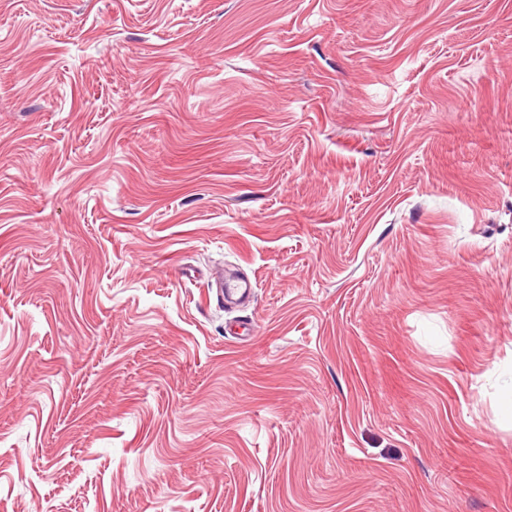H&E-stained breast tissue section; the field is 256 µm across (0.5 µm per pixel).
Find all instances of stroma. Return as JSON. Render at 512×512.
Segmentation results:
<instances>
[{
	"label": "stroma",
	"mask_w": 512,
	"mask_h": 512,
	"mask_svg": "<svg viewBox=\"0 0 512 512\" xmlns=\"http://www.w3.org/2000/svg\"><path fill=\"white\" fill-rule=\"evenodd\" d=\"M511 396L512 0H0V512H512ZM219 291L222 296H224V302L226 304L247 300L253 294L251 285L247 283L245 285L239 284L236 280L228 276L220 285Z\"/></svg>",
	"instance_id": "35a3bbf8"
}]
</instances>
